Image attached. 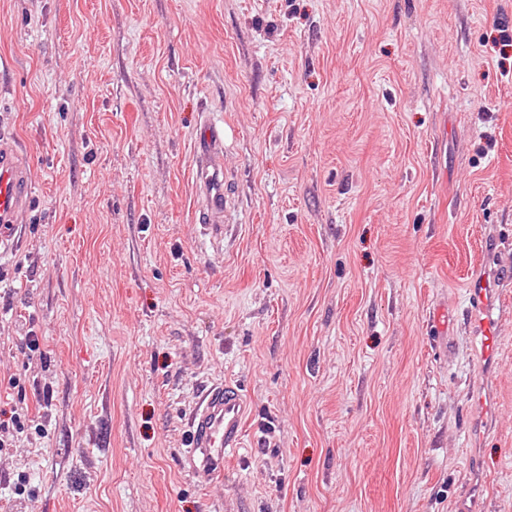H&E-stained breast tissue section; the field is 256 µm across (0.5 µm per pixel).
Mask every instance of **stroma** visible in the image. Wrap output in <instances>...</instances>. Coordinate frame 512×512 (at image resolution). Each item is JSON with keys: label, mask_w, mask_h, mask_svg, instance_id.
Returning a JSON list of instances; mask_svg holds the SVG:
<instances>
[{"label": "stroma", "mask_w": 512, "mask_h": 512, "mask_svg": "<svg viewBox=\"0 0 512 512\" xmlns=\"http://www.w3.org/2000/svg\"><path fill=\"white\" fill-rule=\"evenodd\" d=\"M503 26L512 0H0L34 187L0 257V512H512V277L494 361L465 299L512 274ZM227 381L243 446L201 486L186 422ZM194 144L199 154L198 189L203 207L199 221L206 231L216 237L224 233L222 216L224 213V180L222 157L224 153V129L205 119L194 135Z\"/></svg>", "instance_id": "1"}]
</instances>
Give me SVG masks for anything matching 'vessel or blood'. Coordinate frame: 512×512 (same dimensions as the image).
<instances>
[{"label":"vessel or blood","instance_id":"1","mask_svg":"<svg viewBox=\"0 0 512 512\" xmlns=\"http://www.w3.org/2000/svg\"><path fill=\"white\" fill-rule=\"evenodd\" d=\"M194 144L200 159L198 189L203 202L199 220L205 230L220 236L224 233V134L206 120L197 128ZM28 169L27 156L0 133V248L6 250L17 244V215L31 197ZM466 291L469 317L478 329L482 354L492 357L497 318L487 275L472 276ZM247 408L246 397L234 384L216 385L201 392L187 423L190 442L184 451L198 481L206 482L223 473L229 456L241 448Z\"/></svg>","mask_w":512,"mask_h":512}]
</instances>
